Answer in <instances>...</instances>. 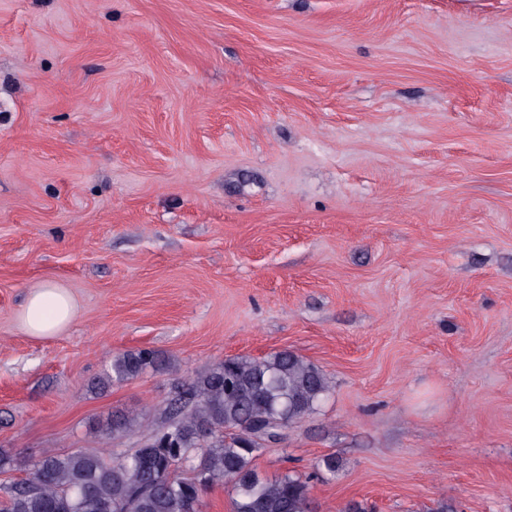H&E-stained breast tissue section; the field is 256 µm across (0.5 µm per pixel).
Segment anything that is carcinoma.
Masks as SVG:
<instances>
[{"label": "carcinoma", "instance_id": "cac0c4a2", "mask_svg": "<svg viewBox=\"0 0 512 512\" xmlns=\"http://www.w3.org/2000/svg\"><path fill=\"white\" fill-rule=\"evenodd\" d=\"M171 368L157 350L126 351L105 382ZM329 391L324 371L288 349L227 357L176 387L163 421L135 448L46 450L36 459L0 453V469L28 474L0 512H198L202 494L219 482L230 487L232 512H310L308 478L287 471L268 479L253 461L260 442L314 412ZM138 423L137 413H114L94 431L109 437Z\"/></svg>", "mask_w": 512, "mask_h": 512}]
</instances>
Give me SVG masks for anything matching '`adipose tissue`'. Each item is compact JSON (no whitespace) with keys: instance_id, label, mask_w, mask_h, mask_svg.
<instances>
[{"instance_id":"1","label":"adipose tissue","mask_w":512,"mask_h":512,"mask_svg":"<svg viewBox=\"0 0 512 512\" xmlns=\"http://www.w3.org/2000/svg\"><path fill=\"white\" fill-rule=\"evenodd\" d=\"M75 316L71 297L53 282L46 281L31 289L22 307V319L29 335L45 337L56 334Z\"/></svg>"}]
</instances>
